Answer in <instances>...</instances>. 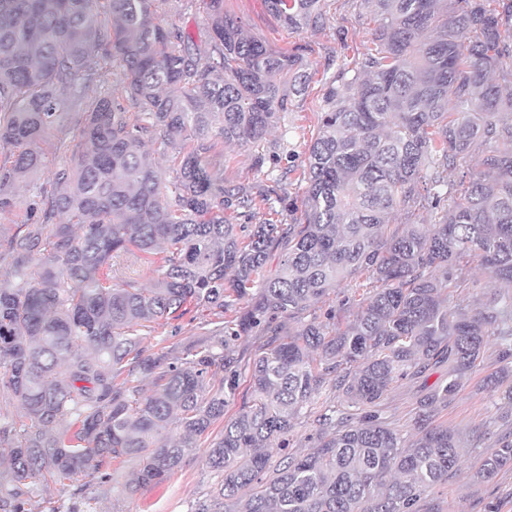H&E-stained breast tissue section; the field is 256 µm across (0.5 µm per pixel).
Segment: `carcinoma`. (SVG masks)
Returning a JSON list of instances; mask_svg holds the SVG:
<instances>
[{
    "label": "carcinoma",
    "mask_w": 512,
    "mask_h": 512,
    "mask_svg": "<svg viewBox=\"0 0 512 512\" xmlns=\"http://www.w3.org/2000/svg\"><path fill=\"white\" fill-rule=\"evenodd\" d=\"M165 2L0 0V214L42 167L32 145L84 103L103 62L119 68L84 111L78 153L0 233V401L17 408L0 424V509L27 512L43 483L104 487L112 463L133 458L129 492L159 483L222 420L204 458L217 487L190 512H439L425 499L462 448L429 420L489 338L512 363V0H364L374 40L326 82L298 204L295 168L282 165L292 150L260 146L292 107L281 79L309 87L303 53L272 52L224 0H202L201 44L160 25ZM265 2L295 32L323 25L320 0ZM156 140L171 176L144 150ZM218 140L256 147L255 167L280 174L257 191L224 181ZM473 157L482 171L456 178ZM397 211L407 222L392 231ZM140 256L148 288L120 271ZM470 261L499 291L452 313L448 290ZM347 281L368 289L353 319L343 302L282 326ZM191 305L214 316L210 336L146 353L155 326ZM254 330L267 341L247 365L251 400L229 416L240 372L226 351ZM442 365L448 378L419 400L407 441L382 402L394 382ZM330 381L347 407L318 403ZM316 404L310 451L269 471L271 442L288 448ZM510 465L507 432L474 478Z\"/></svg>",
    "instance_id": "cac0c4a2"
}]
</instances>
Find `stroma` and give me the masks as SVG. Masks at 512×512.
<instances>
[{"label":"stroma","mask_w":512,"mask_h":512,"mask_svg":"<svg viewBox=\"0 0 512 512\" xmlns=\"http://www.w3.org/2000/svg\"><path fill=\"white\" fill-rule=\"evenodd\" d=\"M324 24L316 30L293 32L270 13L264 0H224L225 14L241 19L248 33L264 41L275 52L303 45L311 74L305 94L294 97L291 111L283 113L277 127L267 135L266 147L287 140L294 150L295 165H302L307 143L324 107L323 83L341 66H353L365 47L370 46L376 24L363 0H321ZM83 123L80 110L68 111L63 130H50L39 142L43 166L39 174L17 189L19 207H26L36 186L68 161L80 144ZM254 150L249 146L218 144L211 154L214 164L224 170L227 181L259 187L268 184L272 174L257 170ZM202 317L190 312L157 326L146 344L149 352L160 347H182L187 338H201L205 330ZM502 362L496 343H489L477 371L457 393L447 408L432 418L435 425L457 430L462 436L463 455L459 471L432 493L442 512H512V467L503 469L489 482L476 484L472 475L489 443L500 434L512 431V415L500 398L496 382ZM446 368L429 371L426 378L395 383L384 402L382 416L404 439L416 433L414 419L417 402L425 387L446 377ZM207 439H200L181 467L166 480L128 492L124 485L135 468L134 461L121 464L116 484L106 493H94L86 504H74L68 488L58 484L40 487L31 496L29 512H53L78 507L79 512H189L196 498L209 494L216 477L204 463Z\"/></svg>","instance_id":"1"}]
</instances>
